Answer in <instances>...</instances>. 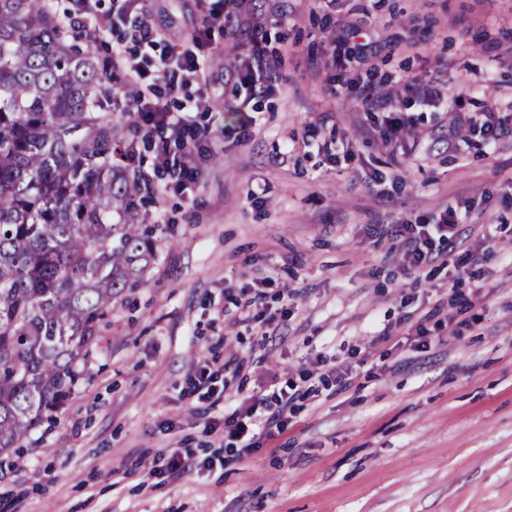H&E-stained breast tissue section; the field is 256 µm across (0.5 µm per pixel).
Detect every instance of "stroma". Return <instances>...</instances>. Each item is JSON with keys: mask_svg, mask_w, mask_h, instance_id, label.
<instances>
[{"mask_svg": "<svg viewBox=\"0 0 512 512\" xmlns=\"http://www.w3.org/2000/svg\"><path fill=\"white\" fill-rule=\"evenodd\" d=\"M260 42L287 47L274 96L256 97L245 142L232 84L204 117L223 146L184 193L154 195L140 213L157 257L101 329L86 379L52 420L0 457V512H512V132H481L490 96L512 97V0H263ZM347 17L375 40L335 44ZM147 24L186 48L203 15L195 0H149ZM339 51L363 80L394 90L414 125L387 145L361 134L354 100L335 97L310 67ZM468 86V117L449 149L446 114L403 92L407 78ZM349 141L356 157L329 163L318 147ZM423 154L407 155L413 141ZM386 178V194L367 180ZM256 190L257 199L247 196ZM465 210L462 237L496 258L479 276L439 267L402 274L400 256L372 246L373 224H421L444 203ZM276 340L258 325L225 335L224 315L261 273ZM414 301L401 306V293ZM463 298L459 338L429 356L384 357L372 331ZM367 362L354 385L304 400L288 430L237 461L215 434L223 402L188 395L195 365L215 389L266 396L298 382L316 359ZM249 357L232 377L224 360ZM193 449L176 476L167 459Z\"/></svg>", "mask_w": 512, "mask_h": 512, "instance_id": "stroma-1", "label": "stroma"}]
</instances>
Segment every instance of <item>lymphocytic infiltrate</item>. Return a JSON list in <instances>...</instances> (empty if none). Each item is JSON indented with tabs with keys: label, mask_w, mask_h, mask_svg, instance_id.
<instances>
[{
	"label": "lymphocytic infiltrate",
	"mask_w": 512,
	"mask_h": 512,
	"mask_svg": "<svg viewBox=\"0 0 512 512\" xmlns=\"http://www.w3.org/2000/svg\"><path fill=\"white\" fill-rule=\"evenodd\" d=\"M143 0H119L111 17H98L96 0H80L77 24L89 41H97L100 33L110 27L130 26L136 42H152L154 34L136 7ZM235 8L224 12L216 0H198L205 14V28L233 27L241 33L259 32L268 18L259 10L255 0H234ZM204 45L196 39L193 48L171 51L158 58L135 61L127 51L117 49L112 53V69L123 78L124 93L112 98V107L121 112L134 113L138 120L148 124L161 134L167 143L180 152L171 164L172 187L187 188L198 178L197 159L205 152L210 142L208 128L199 121L202 103L213 94L218 84L198 55ZM279 53L270 51L261 44H253L250 54L229 70L243 102L272 94L275 90L276 68ZM404 90L409 98L435 109L452 112L451 106L466 93L465 88L448 90L444 83H427L417 78H408ZM189 92L188 104L180 111H171L167 96ZM334 95H345L356 100L364 112L367 129L377 134L385 143L400 138L403 130L410 126L407 118L395 116L393 95L376 86L351 77L336 78L331 87ZM452 123L463 126L467 119L462 113L452 112ZM458 214L455 208H445L437 224H377L370 237L374 245L390 241L391 247L400 255L403 270L418 272L427 267L453 265L456 272H464L469 264L493 259L491 250L480 252L463 248L458 232ZM438 320L443 336L431 335L427 324ZM460 323L456 315L445 313L443 302H435L416 322H398L381 328L372 339L373 344L386 346L388 354L406 351L423 354L442 344L443 340L457 337ZM320 374L307 371L301 376L299 385L272 397L243 396L224 397V433L240 443L242 454H250L262 443L271 441L283 433L288 426V405L305 395Z\"/></svg>",
	"instance_id": "1"
}]
</instances>
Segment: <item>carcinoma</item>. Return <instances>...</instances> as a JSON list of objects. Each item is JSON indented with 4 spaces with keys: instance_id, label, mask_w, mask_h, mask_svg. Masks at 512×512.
<instances>
[{
    "instance_id": "carcinoma-1",
    "label": "carcinoma",
    "mask_w": 512,
    "mask_h": 512,
    "mask_svg": "<svg viewBox=\"0 0 512 512\" xmlns=\"http://www.w3.org/2000/svg\"><path fill=\"white\" fill-rule=\"evenodd\" d=\"M105 62L46 0H0V455L84 379L124 292L146 284L152 193L112 116Z\"/></svg>"
}]
</instances>
